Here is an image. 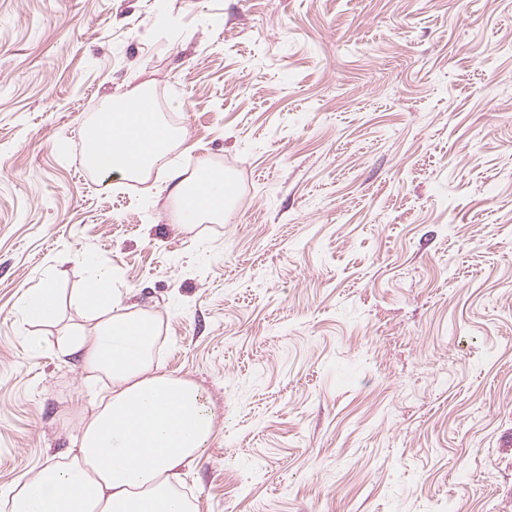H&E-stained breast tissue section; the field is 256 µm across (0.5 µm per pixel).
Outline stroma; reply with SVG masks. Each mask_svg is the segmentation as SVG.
<instances>
[{"instance_id":"stroma-1","label":"stroma","mask_w":512,"mask_h":512,"mask_svg":"<svg viewBox=\"0 0 512 512\" xmlns=\"http://www.w3.org/2000/svg\"><path fill=\"white\" fill-rule=\"evenodd\" d=\"M144 82L223 223L85 170ZM93 263L214 415L198 512H512V0H0V512L93 412ZM26 321L37 325H52L59 321L61 309L56 288H53L46 275L40 288L26 290L20 302Z\"/></svg>"}]
</instances>
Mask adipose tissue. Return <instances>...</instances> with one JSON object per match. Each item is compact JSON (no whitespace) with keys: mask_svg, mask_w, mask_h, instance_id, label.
<instances>
[{"mask_svg":"<svg viewBox=\"0 0 512 512\" xmlns=\"http://www.w3.org/2000/svg\"><path fill=\"white\" fill-rule=\"evenodd\" d=\"M179 137L152 110L145 85L104 100L86 132L95 168L122 177L161 169ZM169 196L183 225L214 224L224 219L228 185L223 173L203 165L194 174H176ZM72 303L92 321L93 332L62 337L58 352L80 354L86 371L107 380L106 392L68 461L47 464L13 488L11 512H195L177 485L214 432L200 386L162 370L154 316L124 303L109 270L91 266ZM20 308L37 325L61 316L47 280L23 293Z\"/></svg>","mask_w":512,"mask_h":512,"instance_id":"ef3b65f1","label":"adipose tissue"}]
</instances>
